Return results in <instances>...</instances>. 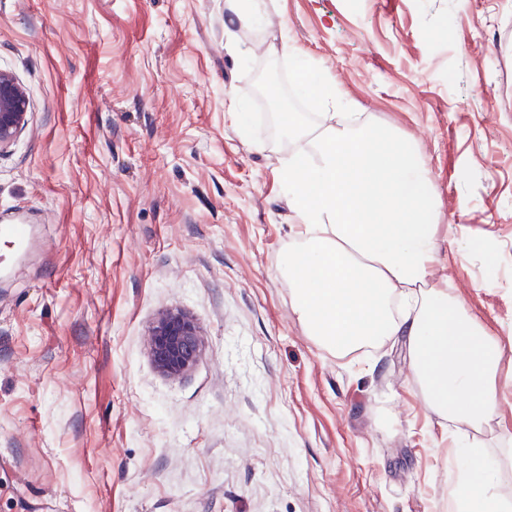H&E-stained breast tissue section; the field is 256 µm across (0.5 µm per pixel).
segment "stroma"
Segmentation results:
<instances>
[{
    "instance_id": "1",
    "label": "stroma",
    "mask_w": 512,
    "mask_h": 512,
    "mask_svg": "<svg viewBox=\"0 0 512 512\" xmlns=\"http://www.w3.org/2000/svg\"><path fill=\"white\" fill-rule=\"evenodd\" d=\"M266 3L239 55L224 0H0L33 104L0 155V223L32 229L0 274V512H443L458 438L403 346H319L276 275L280 36L414 144L453 227L436 280L512 365V0ZM166 309L202 334L177 380L143 343Z\"/></svg>"
}]
</instances>
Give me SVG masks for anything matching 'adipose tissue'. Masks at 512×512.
Returning <instances> with one entry per match:
<instances>
[{
	"mask_svg": "<svg viewBox=\"0 0 512 512\" xmlns=\"http://www.w3.org/2000/svg\"><path fill=\"white\" fill-rule=\"evenodd\" d=\"M309 89L333 106L327 121L276 115L294 217L276 272L294 315L312 341L339 355L402 341L430 412L483 434L501 418V385L512 373L495 335L435 280L441 226L428 169L397 130L341 112L346 96L331 78ZM488 458L484 446L462 447L449 491L455 512H512L497 492L512 454L497 466Z\"/></svg>",
	"mask_w": 512,
	"mask_h": 512,
	"instance_id": "adipose-tissue-1",
	"label": "adipose tissue"
}]
</instances>
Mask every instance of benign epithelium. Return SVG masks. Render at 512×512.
Returning a JSON list of instances; mask_svg holds the SVG:
<instances>
[{
    "label": "benign epithelium",
    "instance_id": "obj_1",
    "mask_svg": "<svg viewBox=\"0 0 512 512\" xmlns=\"http://www.w3.org/2000/svg\"><path fill=\"white\" fill-rule=\"evenodd\" d=\"M30 97L16 77L0 70V154L13 148L29 124ZM155 368L169 379H180L199 361L202 339L191 318L174 310L157 314L144 336Z\"/></svg>",
    "mask_w": 512,
    "mask_h": 512
}]
</instances>
